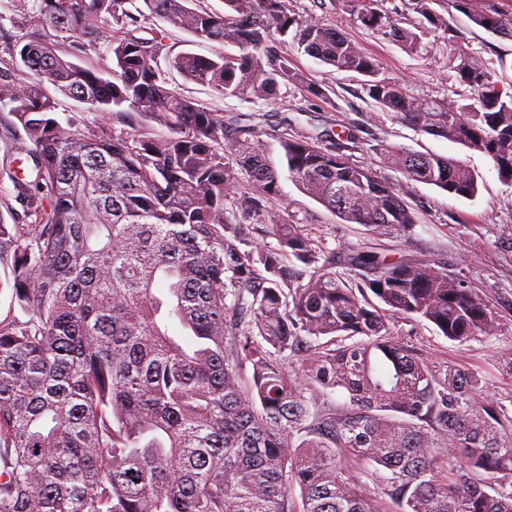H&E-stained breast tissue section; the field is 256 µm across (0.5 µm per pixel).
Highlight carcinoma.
<instances>
[{"instance_id": "1", "label": "carcinoma", "mask_w": 512, "mask_h": 512, "mask_svg": "<svg viewBox=\"0 0 512 512\" xmlns=\"http://www.w3.org/2000/svg\"><path fill=\"white\" fill-rule=\"evenodd\" d=\"M189 2L144 0L151 16L237 51L167 58L186 78L248 102L272 103L288 84L322 100L278 47L275 35L291 33L305 53L366 77L394 118L483 153L512 184V91L482 59H449L472 102L415 99L286 0H224L222 12ZM349 2L365 28L418 50V34L384 21L374 0ZM132 4L40 0L41 32L16 43L15 68H0V112L31 142L34 173L11 178L27 221L0 223L9 306L22 313L0 320V512H387L386 497L399 512H512V415L477 373L433 369L392 329L416 316L467 342L494 330L489 301L445 263L314 245L276 206L279 174L258 125L169 86L164 36H139ZM437 5L512 41V13L493 0H416L446 28ZM109 23L108 76L58 49L62 35L83 46ZM53 90L122 123L145 114L167 134L75 133L54 117ZM342 139L354 136L281 134L296 186L346 223L408 235L417 216L406 192L344 154ZM376 153L410 181L477 194L458 159Z\"/></svg>"}]
</instances>
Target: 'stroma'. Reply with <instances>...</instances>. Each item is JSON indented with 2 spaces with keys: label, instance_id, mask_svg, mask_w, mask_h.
<instances>
[{
  "label": "stroma",
  "instance_id": "obj_1",
  "mask_svg": "<svg viewBox=\"0 0 512 512\" xmlns=\"http://www.w3.org/2000/svg\"><path fill=\"white\" fill-rule=\"evenodd\" d=\"M288 7L296 14L320 18L357 41L379 61L384 76L399 81L411 97L459 101L470 97V89L457 80L449 63L459 48L481 57L495 80L512 84V41L475 26L460 12L450 11L448 26L442 29L425 21L414 10L412 0H376L384 17L420 35L421 47L412 53L385 31L363 28L345 0H288ZM37 19V0H0L1 68L11 65L14 44L38 31ZM157 31L164 32L165 51L171 56L191 52L212 58L224 50L223 44L198 39L168 22L154 17L143 20L142 36L149 38ZM281 47L326 92L325 102L311 104L301 88L288 85L281 87L276 102L249 103L223 97L174 70L166 71L165 76L184 96L218 114H269V121L259 127V140L275 161L280 158L279 117H288L300 134L326 128L351 131L355 137L353 159L372 165L382 179L407 190V200L417 212L411 232L402 238L381 237L370 234L363 225L346 223L303 194L286 174L280 177L278 207L290 221L305 225L326 250L374 247L393 258L442 261L450 271L462 274L496 313L493 334L452 342L416 318L396 319L393 331L437 368L453 364L477 372L485 392L512 411V185L499 180L482 153L394 119L368 96L362 76L325 65L292 40H285ZM382 145L463 161L478 176L477 196L455 197L436 186L408 180L401 170L383 165L376 153Z\"/></svg>",
  "mask_w": 512,
  "mask_h": 512
}]
</instances>
